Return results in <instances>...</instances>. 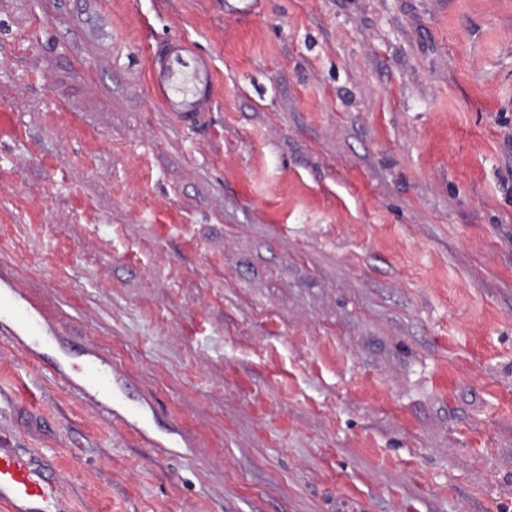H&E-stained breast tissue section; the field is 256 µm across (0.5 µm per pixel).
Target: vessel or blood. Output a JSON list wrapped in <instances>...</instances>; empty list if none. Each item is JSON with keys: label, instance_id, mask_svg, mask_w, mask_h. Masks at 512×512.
<instances>
[{"label": "vessel or blood", "instance_id": "obj_1", "mask_svg": "<svg viewBox=\"0 0 512 512\" xmlns=\"http://www.w3.org/2000/svg\"><path fill=\"white\" fill-rule=\"evenodd\" d=\"M149 89L163 110L178 125L186 126L209 111L215 93L214 71L188 41L162 42L150 51ZM55 489L40 459L0 448V504L8 512H45L43 504Z\"/></svg>", "mask_w": 512, "mask_h": 512}]
</instances>
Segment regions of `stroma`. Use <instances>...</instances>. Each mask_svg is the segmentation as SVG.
<instances>
[{"instance_id": "1", "label": "stroma", "mask_w": 512, "mask_h": 512, "mask_svg": "<svg viewBox=\"0 0 512 512\" xmlns=\"http://www.w3.org/2000/svg\"><path fill=\"white\" fill-rule=\"evenodd\" d=\"M1 106L0 442L62 512H512V0H0ZM149 89L152 97L181 126L209 111L215 93L214 71L208 59L186 40H171L151 48Z\"/></svg>"}]
</instances>
